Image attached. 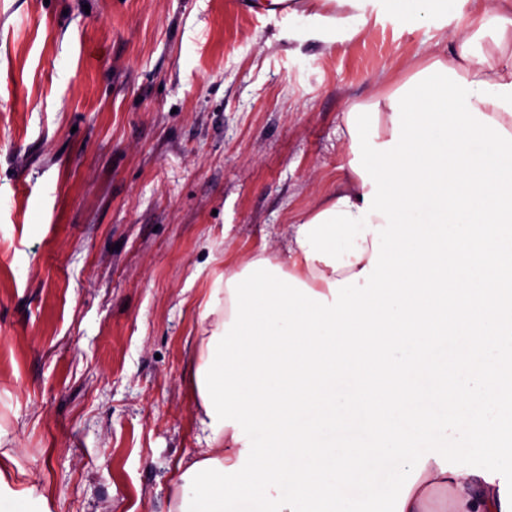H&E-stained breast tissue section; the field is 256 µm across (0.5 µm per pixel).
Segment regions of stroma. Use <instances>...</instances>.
I'll return each mask as SVG.
<instances>
[{
    "mask_svg": "<svg viewBox=\"0 0 512 512\" xmlns=\"http://www.w3.org/2000/svg\"><path fill=\"white\" fill-rule=\"evenodd\" d=\"M453 17L378 0L330 45L251 0H0V426L49 512H168L205 447L204 300L350 155L347 105L405 79Z\"/></svg>",
    "mask_w": 512,
    "mask_h": 512,
    "instance_id": "obj_1",
    "label": "stroma"
}]
</instances>
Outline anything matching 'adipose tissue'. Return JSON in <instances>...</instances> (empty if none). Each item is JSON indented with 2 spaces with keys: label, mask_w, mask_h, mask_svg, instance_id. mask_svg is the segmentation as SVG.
<instances>
[{
  "label": "adipose tissue",
  "mask_w": 512,
  "mask_h": 512,
  "mask_svg": "<svg viewBox=\"0 0 512 512\" xmlns=\"http://www.w3.org/2000/svg\"><path fill=\"white\" fill-rule=\"evenodd\" d=\"M449 12L456 18V26L444 33L435 55L444 67L455 69L467 81L490 84L512 82V0H444ZM374 0H336L337 12L323 10L310 12L326 42L347 40L360 34L368 25L370 6ZM493 13L495 24L489 47L476 48L477 21L486 13ZM367 192L362 178L352 170L344 172L336 183L334 193L316 205L314 212L302 215L300 224H309L315 213L325 210H356L363 206ZM298 231H291L288 241V273L304 282L313 291L328 294L329 285L360 273L373 254L371 242H363V253L352 264L332 268L326 263L310 259L298 240ZM194 417L207 432L206 448L195 456L196 462L216 459L223 466L237 464L242 442L237 441L233 427H222L218 434L209 431L212 418L207 414L203 399H196ZM7 439L0 430V512H42V499L33 492L16 491L10 486L14 457L1 445ZM444 498L449 512H512V494L506 493L497 474L489 468L475 466L460 472L441 471L437 460H428L420 477L412 486L403 512H433L436 498Z\"/></svg>",
  "instance_id": "adipose-tissue-1"
}]
</instances>
